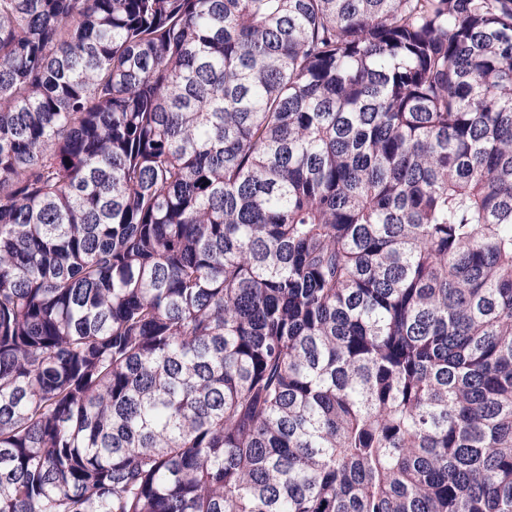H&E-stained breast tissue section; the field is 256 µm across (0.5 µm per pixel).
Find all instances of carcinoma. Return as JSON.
<instances>
[{
	"mask_svg": "<svg viewBox=\"0 0 512 512\" xmlns=\"http://www.w3.org/2000/svg\"><path fill=\"white\" fill-rule=\"evenodd\" d=\"M0 512H512V0H0Z\"/></svg>",
	"mask_w": 512,
	"mask_h": 512,
	"instance_id": "carcinoma-1",
	"label": "carcinoma"
}]
</instances>
